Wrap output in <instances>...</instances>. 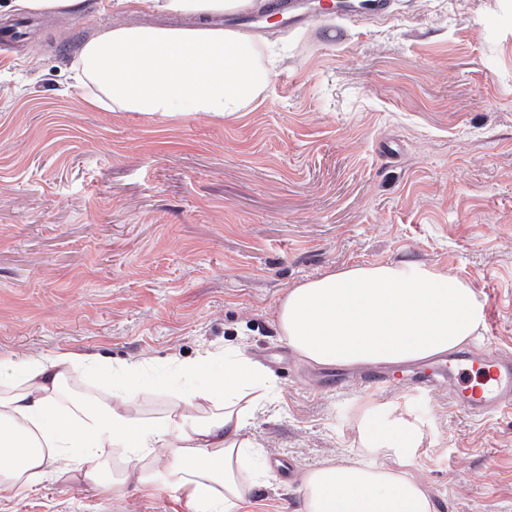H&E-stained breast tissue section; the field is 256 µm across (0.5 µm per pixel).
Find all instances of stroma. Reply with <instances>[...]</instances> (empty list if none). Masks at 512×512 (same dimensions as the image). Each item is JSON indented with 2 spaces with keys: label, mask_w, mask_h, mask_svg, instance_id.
I'll list each match as a JSON object with an SVG mask.
<instances>
[{
  "label": "stroma",
  "mask_w": 512,
  "mask_h": 512,
  "mask_svg": "<svg viewBox=\"0 0 512 512\" xmlns=\"http://www.w3.org/2000/svg\"><path fill=\"white\" fill-rule=\"evenodd\" d=\"M389 16L288 26L260 104L216 123L89 108L69 64L92 34L134 18L85 0L0 43V355L71 350L165 369L232 346L275 395L247 434L288 481L247 512H303L302 474L354 459L364 407L416 419L401 461L435 512H512V414L470 418L447 387L337 384L278 336L284 291L326 271L402 260L466 281L512 354V0H389ZM138 23L167 25L141 15ZM168 488L104 497L70 482L0 499V512H183Z\"/></svg>",
  "instance_id": "obj_1"
}]
</instances>
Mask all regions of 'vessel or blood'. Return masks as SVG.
I'll list each match as a JSON object with an SVG mask.
<instances>
[{"label":"vessel or blood","instance_id":"obj_1","mask_svg":"<svg viewBox=\"0 0 512 512\" xmlns=\"http://www.w3.org/2000/svg\"><path fill=\"white\" fill-rule=\"evenodd\" d=\"M401 378L422 389L447 380L455 407L472 416L512 410V358L490 347L450 353L434 361L432 372L405 369Z\"/></svg>","mask_w":512,"mask_h":512}]
</instances>
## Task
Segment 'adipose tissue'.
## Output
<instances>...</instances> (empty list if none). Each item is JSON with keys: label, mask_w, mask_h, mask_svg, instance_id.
Wrapping results in <instances>:
<instances>
[{"label": "adipose tissue", "mask_w": 512, "mask_h": 512, "mask_svg": "<svg viewBox=\"0 0 512 512\" xmlns=\"http://www.w3.org/2000/svg\"><path fill=\"white\" fill-rule=\"evenodd\" d=\"M251 0H100L101 9L195 19L192 28L115 25L82 45L72 86L103 112L221 122L254 107L271 81L268 48L253 36L209 27L210 17ZM276 323L303 361L319 367L422 362L472 341L484 307L464 281L416 262L351 265L288 288ZM97 392L74 391L83 374ZM275 386L236 348L175 362H110L75 351L0 357V495L67 477L109 492L128 484L152 494L173 485L188 512H241L270 475L244 471L254 441L246 427ZM160 394L162 414L136 408ZM361 442L394 456L418 447L415 420L376 409L358 420ZM304 512H435L429 493L402 470L324 464L302 476Z\"/></svg>", "instance_id": "1"}]
</instances>
